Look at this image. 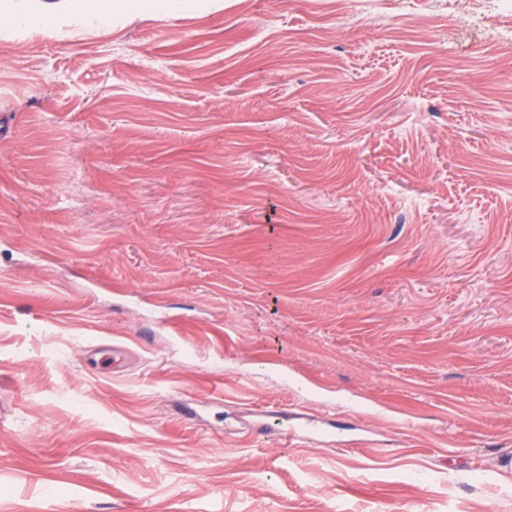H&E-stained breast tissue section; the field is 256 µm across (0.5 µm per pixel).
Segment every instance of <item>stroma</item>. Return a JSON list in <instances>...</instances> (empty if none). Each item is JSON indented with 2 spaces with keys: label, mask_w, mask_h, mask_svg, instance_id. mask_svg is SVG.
<instances>
[{
  "label": "stroma",
  "mask_w": 512,
  "mask_h": 512,
  "mask_svg": "<svg viewBox=\"0 0 512 512\" xmlns=\"http://www.w3.org/2000/svg\"><path fill=\"white\" fill-rule=\"evenodd\" d=\"M49 2L0 0V512H507L512 9ZM147 2H151L155 12L159 15L167 16L178 13H210L206 0H113L112 15H116L128 20H135L140 16ZM259 417L264 419L265 423H260L261 432H276L285 440L293 439L297 431L302 428L290 427L288 428V419H283L277 416L270 415L267 411L258 410Z\"/></svg>",
  "instance_id": "35a3bbf8"
}]
</instances>
